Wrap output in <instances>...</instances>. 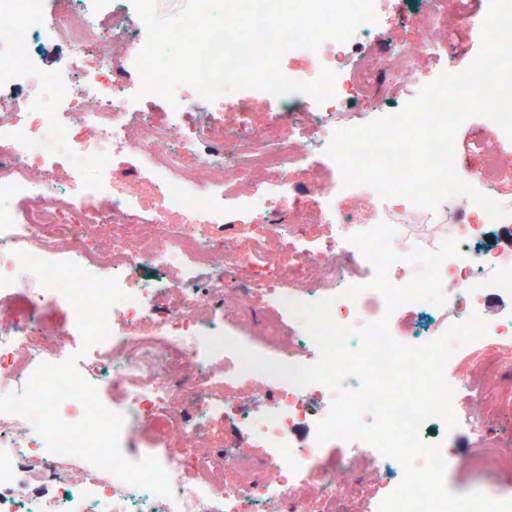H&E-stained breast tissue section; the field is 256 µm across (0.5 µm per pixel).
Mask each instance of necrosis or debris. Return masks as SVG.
<instances>
[{"label": "necrosis or debris", "mask_w": 512, "mask_h": 512, "mask_svg": "<svg viewBox=\"0 0 512 512\" xmlns=\"http://www.w3.org/2000/svg\"><path fill=\"white\" fill-rule=\"evenodd\" d=\"M447 8L432 0L416 16L422 39L387 55L324 43L313 59L335 72V95L312 111L272 112L259 123L242 96L234 124L202 120L183 105L158 124L128 108L120 83L113 44L132 58L143 46L122 0H112L108 27L78 0H55L49 16L44 0H0V93L37 79L48 88L0 109V385L22 391L41 363L74 360L105 407L124 414L122 454L156 457L174 492L160 497L53 454L30 421L0 413V512H379L403 468L360 440L317 444L334 392L243 370L231 352L207 353L204 337L223 333L261 356L311 365L320 351L288 301L332 296L338 324H364L360 300L342 293L374 270L348 238L417 207L369 186L344 187L326 151L337 129L366 118L349 102L376 108L373 74H388L395 88L425 84L416 60L445 48ZM60 44L75 58L44 72V48ZM88 50L90 67L77 59ZM482 154L481 169L462 178L493 198L512 141ZM317 157L329 176L310 183L309 203L296 207L295 178ZM101 197L109 208L97 206ZM489 222L474 205L451 224L460 254L440 267L455 285L445 306L404 304L389 321L396 341L418 347L472 313L487 315L486 334L445 366L459 394L472 364L495 374L512 361V307L487 313L490 299L512 295V255L481 246ZM20 250L116 279L126 299L108 312L109 336L75 355L82 337L72 307L23 269ZM147 266L159 282L141 279ZM453 409L460 427L483 438L471 490L512 501V487L486 467L512 471V448L461 404ZM136 430L146 447H129ZM34 485L46 494L28 495Z\"/></svg>", "instance_id": "obj_1"}]
</instances>
